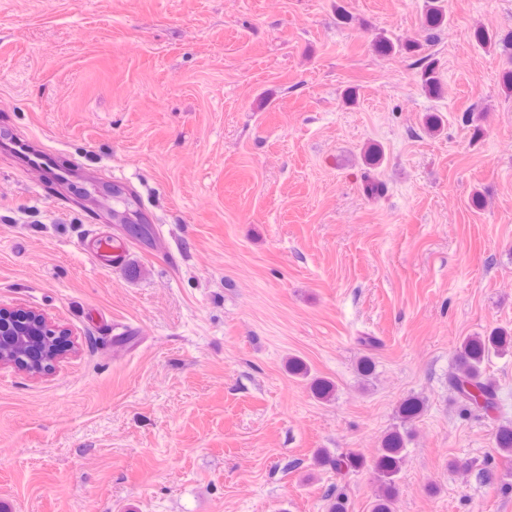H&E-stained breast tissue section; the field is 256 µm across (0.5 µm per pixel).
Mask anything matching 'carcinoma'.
<instances>
[{"label":"carcinoma","instance_id":"cac0c4a2","mask_svg":"<svg viewBox=\"0 0 512 512\" xmlns=\"http://www.w3.org/2000/svg\"><path fill=\"white\" fill-rule=\"evenodd\" d=\"M426 29L429 31L426 41H434L448 25L446 0H426ZM475 40L486 50H501L512 54V34L500 36L484 27L474 31ZM375 50L381 55L404 52L416 57L415 65L419 69L422 90L433 96L443 93L440 64L433 54H422L423 45L416 40L398 41L381 33L374 42ZM512 348V333L504 329L491 332L488 336H470L465 338L456 353L457 373L450 383L465 403L491 411L497 409V394L494 385L482 377V365L492 353H504ZM498 450L507 457L512 456V427L500 428L495 436ZM404 439L400 432L394 431L386 436L380 453L374 462L375 470L382 474L383 482L375 496L372 512H395L392 494L394 479L402 462Z\"/></svg>","mask_w":512,"mask_h":512}]
</instances>
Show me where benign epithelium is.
I'll return each mask as SVG.
<instances>
[{
  "label": "benign epithelium",
  "mask_w": 512,
  "mask_h": 512,
  "mask_svg": "<svg viewBox=\"0 0 512 512\" xmlns=\"http://www.w3.org/2000/svg\"><path fill=\"white\" fill-rule=\"evenodd\" d=\"M70 336L67 328L38 311L0 307V367L41 377L76 353Z\"/></svg>",
  "instance_id": "obj_1"
}]
</instances>
